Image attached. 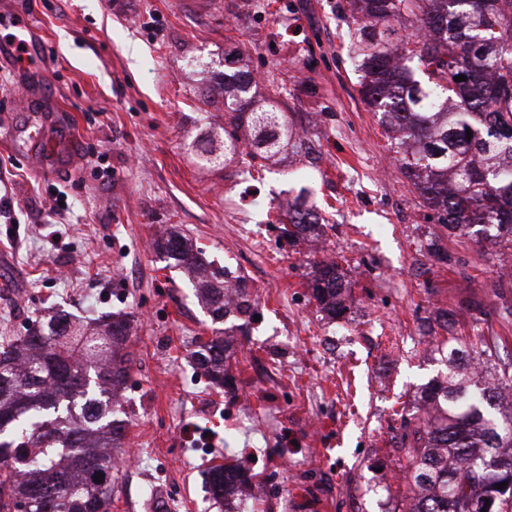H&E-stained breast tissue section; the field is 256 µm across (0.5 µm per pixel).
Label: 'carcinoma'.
I'll use <instances>...</instances> for the list:
<instances>
[{
	"mask_svg": "<svg viewBox=\"0 0 512 512\" xmlns=\"http://www.w3.org/2000/svg\"><path fill=\"white\" fill-rule=\"evenodd\" d=\"M353 14L359 93L398 133L401 172L450 235L495 246L512 241V0H348ZM224 57V156L249 146L248 167L302 148L285 112L256 105L252 74ZM464 75L457 82L454 77ZM472 137H467L466 129ZM271 223L294 246L326 236V220L298 196ZM167 266L192 280L214 330L194 357L212 383L229 386L233 337L247 335L257 300L247 282L216 268L188 238L165 232L154 242ZM320 311L347 309L346 272L334 259L315 263L307 282ZM435 342L445 371L421 387L414 413L402 417L395 447L412 494L400 512H472L475 501L512 512V361L494 364L499 336L476 346L454 334ZM132 325L95 327L58 311L39 327L0 344V512H110L112 472L122 454ZM100 481H94V477ZM257 475L226 464L209 470L207 492L237 512ZM506 483L499 490L497 485Z\"/></svg>",
	"mask_w": 512,
	"mask_h": 512,
	"instance_id": "carcinoma-1",
	"label": "carcinoma"
}]
</instances>
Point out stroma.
<instances>
[{
	"label": "stroma",
	"instance_id": "1",
	"mask_svg": "<svg viewBox=\"0 0 512 512\" xmlns=\"http://www.w3.org/2000/svg\"><path fill=\"white\" fill-rule=\"evenodd\" d=\"M343 2L0 0V17L32 18L41 59L24 71L0 55V187L14 205L0 223V338L54 309L134 314V460L115 474L111 512H155L148 485L168 512H222L204 471L236 458L268 489L241 512H394L397 413L444 369L421 319L453 312L467 335L501 336L498 356L512 359V277L498 272L512 243L439 238L359 94ZM234 48L260 95L311 120L316 166L297 172L289 155L255 184L242 160L196 164L187 145L224 124L213 101ZM302 188L335 226L320 255L293 251L267 220ZM169 227L257 296L260 318L231 360L236 395L191 358L214 324L150 247ZM437 241L451 264L430 256ZM321 256L351 283L334 322L307 288Z\"/></svg>",
	"mask_w": 512,
	"mask_h": 512
}]
</instances>
